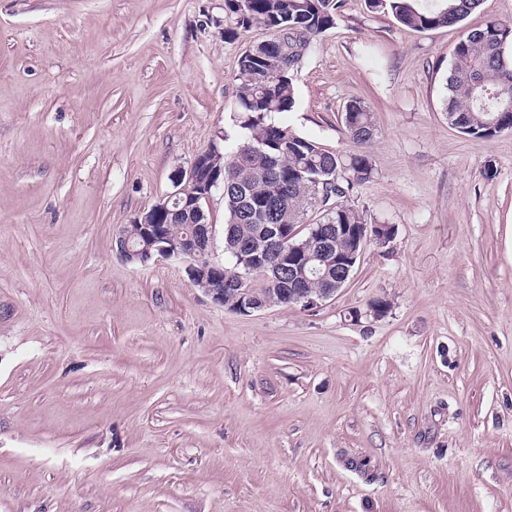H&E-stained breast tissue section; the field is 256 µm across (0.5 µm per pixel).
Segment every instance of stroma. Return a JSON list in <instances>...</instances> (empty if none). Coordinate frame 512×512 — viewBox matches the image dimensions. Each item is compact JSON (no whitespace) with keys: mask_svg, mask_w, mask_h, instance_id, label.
<instances>
[{"mask_svg":"<svg viewBox=\"0 0 512 512\" xmlns=\"http://www.w3.org/2000/svg\"><path fill=\"white\" fill-rule=\"evenodd\" d=\"M489 21L512 0L427 31L344 0L272 119L365 152L345 202L395 236L320 307L243 315L113 240L243 138L237 60L267 32L225 40L224 0H0V512H512V130L443 110ZM343 125L349 139L357 145L370 143L378 131L375 113L360 99L352 100L345 106Z\"/></svg>","mask_w":512,"mask_h":512,"instance_id":"stroma-1","label":"stroma"}]
</instances>
